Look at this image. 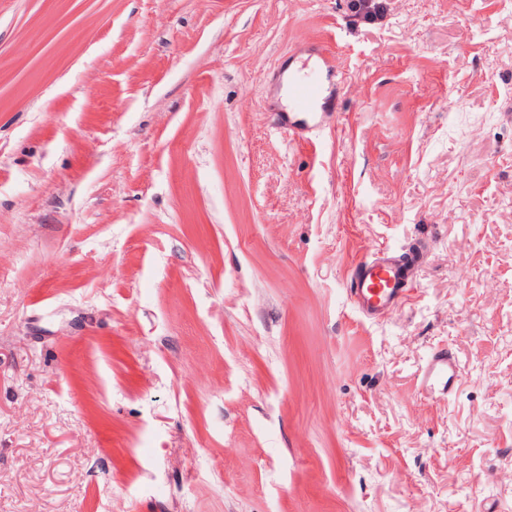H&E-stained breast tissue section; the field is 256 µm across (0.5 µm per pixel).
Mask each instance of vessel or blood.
I'll return each mask as SVG.
<instances>
[{
	"label": "vessel or blood",
	"instance_id": "obj_1",
	"mask_svg": "<svg viewBox=\"0 0 512 512\" xmlns=\"http://www.w3.org/2000/svg\"><path fill=\"white\" fill-rule=\"evenodd\" d=\"M324 93L323 85L309 77L290 82V104L304 111L305 121L300 124L293 117H285L283 124L289 132H296L303 125L310 128L319 125L320 116L314 108L323 100ZM426 252L427 247L422 244L402 260L380 252L372 259L362 261L347 286L354 308L368 319L387 315L406 299L412 282V269L423 262ZM457 376L458 368L453 353L442 348L432 354L422 376V386L428 393L443 394L451 391Z\"/></svg>",
	"mask_w": 512,
	"mask_h": 512
}]
</instances>
